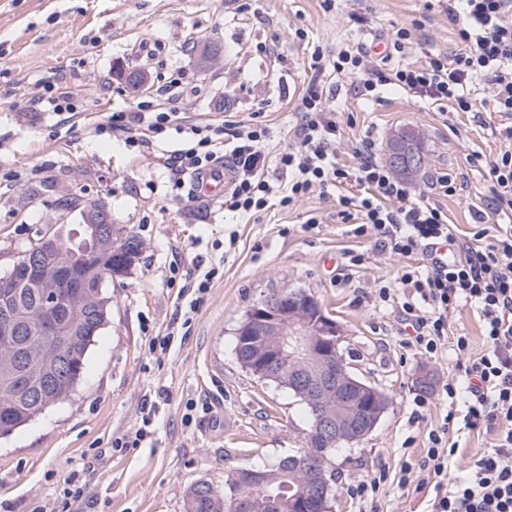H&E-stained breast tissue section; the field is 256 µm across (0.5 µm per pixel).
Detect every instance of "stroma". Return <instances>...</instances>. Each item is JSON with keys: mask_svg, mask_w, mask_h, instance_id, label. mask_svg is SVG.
I'll return each mask as SVG.
<instances>
[{"mask_svg": "<svg viewBox=\"0 0 512 512\" xmlns=\"http://www.w3.org/2000/svg\"><path fill=\"white\" fill-rule=\"evenodd\" d=\"M360 16L366 25L357 24ZM402 28L417 39L404 56L390 50ZM458 30L448 0H335L328 11L321 0H0V169L7 172L0 178V275L45 232L79 223L78 211L56 205L65 188L80 199H104L113 224L143 243L130 272L108 288L111 316L72 397L0 436V512L39 504L65 512L73 477L84 487L82 512H186L196 482L220 486L235 470L272 465L302 448L310 428L304 403L252 375L235 350L247 308L286 286L318 298L341 328L354 373L389 397L375 430L333 458L332 512H427L433 489L399 487L396 473L404 451L420 452L425 432L440 421L439 389L454 377L457 357L402 348L397 308L376 297L380 282H395L409 258L349 234L334 217L335 200L317 192L232 222L221 200L171 196L162 159L181 144L176 130L138 150L123 133L100 136L94 127L107 113L150 100L176 108L186 123L229 114L269 126V149H282L293 141L316 46L364 43L388 52L382 65L390 68L452 52ZM129 70L143 74V91L127 83ZM175 73L177 94L157 95ZM58 78L77 106L65 121L31 104ZM326 84L340 114V161L351 163L366 138L385 161L395 129H416L427 153L407 186L412 196L427 194L458 239L470 241L473 213L492 196L487 168L507 146L508 121L490 97L479 94L474 112H452L394 89L364 100L350 94L342 75ZM441 171L463 181L462 194L432 191ZM312 215L319 227L301 231ZM349 250L362 255L361 265H348ZM199 261L219 265L221 277L181 336L188 302L178 299L171 272L187 274ZM170 331L168 350L150 351V339ZM426 372L434 387L424 392L417 380ZM148 415L153 422L140 447L109 448ZM449 436L458 446L450 466L460 471L494 438L482 426ZM373 472L387 476L378 496L349 494V485Z\"/></svg>", "mask_w": 512, "mask_h": 512, "instance_id": "1", "label": "stroma"}]
</instances>
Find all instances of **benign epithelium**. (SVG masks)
I'll return each mask as SVG.
<instances>
[{
	"instance_id": "obj_1",
	"label": "benign epithelium",
	"mask_w": 512,
	"mask_h": 512,
	"mask_svg": "<svg viewBox=\"0 0 512 512\" xmlns=\"http://www.w3.org/2000/svg\"><path fill=\"white\" fill-rule=\"evenodd\" d=\"M387 159L397 172L415 173V162L392 144ZM79 209L98 240L96 264L68 248L59 234L48 232L38 241L37 252L20 255L0 280L7 288L37 289L36 311L49 355L43 376L48 381L63 373L66 361L61 351L75 330L84 326L80 316L84 294L74 288H101L112 278L108 257L112 255L114 233L102 228L109 223L111 212L94 199L83 201ZM317 309L319 305L307 293L284 287L265 295L237 329L239 357L246 358L253 374L295 390L315 416L308 450L284 461L279 471H236L234 500L243 508L248 506L245 491L270 484L289 472L303 477L296 499L313 500L319 512H327L331 484L326 472L331 451L361 442L388 408L385 394L351 370L340 349L342 336L336 321L311 317Z\"/></svg>"
}]
</instances>
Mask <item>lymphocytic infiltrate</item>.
<instances>
[{
	"label": "lymphocytic infiltrate",
	"mask_w": 512,
	"mask_h": 512,
	"mask_svg": "<svg viewBox=\"0 0 512 512\" xmlns=\"http://www.w3.org/2000/svg\"><path fill=\"white\" fill-rule=\"evenodd\" d=\"M451 20L461 21L460 42L452 56H429L422 65L379 68L367 46L340 43L335 49H315L316 72L301 99L296 142L270 155L268 129L229 119L191 125L181 148L164 163L172 194L182 195L187 174L232 157L236 176L224 196L225 213L245 216L279 205L289 206L310 191L337 192L336 220L357 237L374 239L391 253L421 257L423 266L409 265L396 285H383L378 299L399 306L413 330L406 347L428 355L452 347L461 356L460 378L441 389L448 405L442 423L427 433L422 456L404 455L398 485H432L430 512H512V226L488 237L486 223L512 213V151L493 162L488 175L495 185L490 203L477 210L480 224L471 242L458 244L448 216L437 205L412 198L408 187L372 155L363 140L354 151L355 165L338 160L340 128L328 106L321 77L333 72L351 79L355 94L376 96L379 89L396 88L422 100L470 112L469 88L485 81L497 112L512 116V0H453ZM171 113L151 102L137 104L134 113H111L96 126L97 134L124 133L130 147L143 146L140 131L162 135ZM361 194L343 193L348 183ZM449 246L448 259L435 248ZM473 305L483 318L485 352L470 358L466 335L448 334V316L460 306ZM495 430L493 446L474 460L463 476L448 473L456 448L448 430L456 422Z\"/></svg>",
	"instance_id": "obj_1"
}]
</instances>
